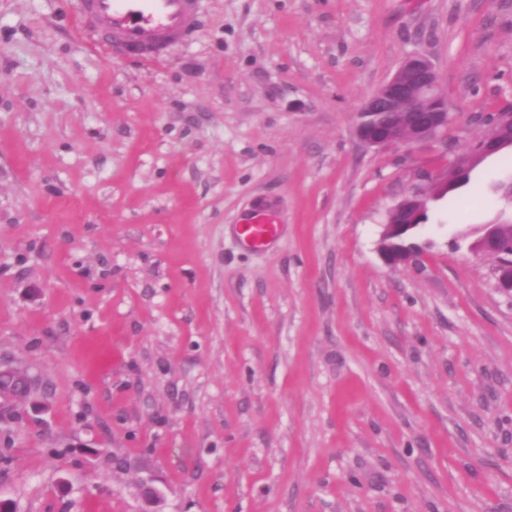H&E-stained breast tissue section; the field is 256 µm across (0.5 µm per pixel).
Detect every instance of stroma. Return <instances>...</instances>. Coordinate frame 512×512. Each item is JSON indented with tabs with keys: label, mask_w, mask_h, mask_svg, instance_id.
Returning a JSON list of instances; mask_svg holds the SVG:
<instances>
[{
	"label": "stroma",
	"mask_w": 512,
	"mask_h": 512,
	"mask_svg": "<svg viewBox=\"0 0 512 512\" xmlns=\"http://www.w3.org/2000/svg\"><path fill=\"white\" fill-rule=\"evenodd\" d=\"M429 57L442 139L357 113ZM512 105V0H200L144 62L0 0V499L15 512H512V297L454 247L512 149L382 224ZM272 212L261 248L238 226ZM155 492L154 502L142 495ZM423 196L426 195L423 194ZM423 196H421L417 191L405 196L389 210L387 216V221H389L391 217L396 214L400 218V222L398 224H382V230L380 232V253L385 262L389 265H405L412 262L416 257V252H414L413 248L402 247L394 244L386 246L384 240L401 237L409 230L420 226L415 224L417 219L418 221L423 222L428 220L427 215H421L419 217L420 212L415 209L416 204L423 199Z\"/></svg>",
	"instance_id": "35a3bbf8"
}]
</instances>
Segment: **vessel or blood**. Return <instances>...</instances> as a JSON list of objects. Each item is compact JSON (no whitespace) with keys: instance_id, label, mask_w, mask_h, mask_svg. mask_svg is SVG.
Returning <instances> with one entry per match:
<instances>
[{"instance_id":"1","label":"vessel or blood","mask_w":512,"mask_h":512,"mask_svg":"<svg viewBox=\"0 0 512 512\" xmlns=\"http://www.w3.org/2000/svg\"><path fill=\"white\" fill-rule=\"evenodd\" d=\"M79 12L97 44L151 61L197 26L198 0H78ZM241 238L261 247L275 237L270 216L254 215L240 225Z\"/></svg>"}]
</instances>
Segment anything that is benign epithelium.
I'll use <instances>...</instances> for the list:
<instances>
[{
  "label": "benign epithelium",
  "mask_w": 512,
  "mask_h": 512,
  "mask_svg": "<svg viewBox=\"0 0 512 512\" xmlns=\"http://www.w3.org/2000/svg\"><path fill=\"white\" fill-rule=\"evenodd\" d=\"M438 74L432 62L419 54L406 58L396 73L386 81L362 105L360 112H426L423 119L405 118L400 123L371 125L359 123L356 131L359 140L368 147L386 148L435 140L440 130L448 126V105L437 93ZM423 199L412 192L392 207L388 216L400 218L397 224H384L380 232L383 244L380 253L386 263L397 266L412 262L416 257L414 249L398 245H386L384 241L405 235L417 227L420 212L416 204ZM498 288L512 296V262L504 261L498 269Z\"/></svg>",
  "instance_id": "obj_1"
}]
</instances>
